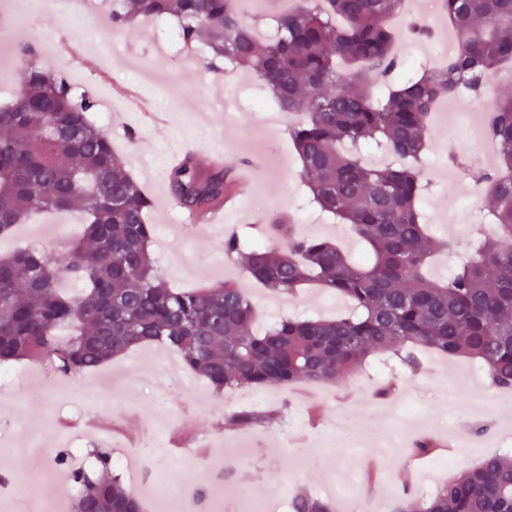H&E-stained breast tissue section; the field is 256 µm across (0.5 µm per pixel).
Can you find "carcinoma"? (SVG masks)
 Segmentation results:
<instances>
[{
  "mask_svg": "<svg viewBox=\"0 0 512 512\" xmlns=\"http://www.w3.org/2000/svg\"><path fill=\"white\" fill-rule=\"evenodd\" d=\"M238 0H107L112 29L140 18L174 17L182 47L214 72L254 71L279 108L304 119L288 127L311 199L347 224L372 253L353 262L331 240L298 227L287 211L269 215L267 244L254 248L236 235L224 254L253 282L291 295L306 282L354 303L357 313L331 320L283 318L262 334L252 329L255 306L241 283L205 284L191 292L169 287L151 256L152 202L95 124L94 101L76 95L62 68L36 64L38 45H15L23 78L0 106V238L47 212L80 208L82 238L55 253L32 248L0 256V363L27 358L53 374L91 371L126 351L152 343L179 353L185 366L221 395L243 388L341 384L369 358L394 352L414 370L415 349L480 362L491 385L512 387V92L486 116L497 147L489 172L456 151L448 163L489 185L485 217L498 233L473 249L445 281L429 278L434 253L456 242L429 240L419 202L427 182L415 162L431 132L438 103L512 70V0H440V15L456 33L444 65L393 79L404 35L429 38L414 21L401 31L390 19L405 0H306L276 19L269 40ZM366 146L405 160L366 165ZM228 170H205L185 154L168 171L172 199L206 212L224 202ZM65 280L85 284L71 296ZM98 476L70 467L72 512H141L138 497L112 475V452L95 454ZM291 512H333L326 497L304 490ZM391 512H512V453L484 459L440 486L425 502L411 478Z\"/></svg>",
  "mask_w": 512,
  "mask_h": 512,
  "instance_id": "1",
  "label": "carcinoma"
}]
</instances>
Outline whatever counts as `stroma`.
<instances>
[{
  "instance_id": "1",
  "label": "stroma",
  "mask_w": 512,
  "mask_h": 512,
  "mask_svg": "<svg viewBox=\"0 0 512 512\" xmlns=\"http://www.w3.org/2000/svg\"><path fill=\"white\" fill-rule=\"evenodd\" d=\"M24 0H0V13L11 20L0 29V71L9 82L0 86V104L10 101L18 81L11 54L19 39L44 42L51 66L67 69L74 86L93 97L99 107L117 108L123 119L111 128L113 146L132 164V174L152 201L149 220L154 226L177 220L170 211L166 174L168 155L176 146H192L197 158L222 153L225 164L247 160L256 166L254 178L263 184V195H246L238 212L228 214L221 233L176 231L168 253L156 259L171 287L192 288L203 282L242 281L246 273L238 264L227 263L221 245L224 234L236 232L255 239L263 232L264 217L287 210L303 228L341 244L349 254L363 258L361 243L343 224L319 214L310 204L300 177V165L286 127L264 126L254 119L259 103L269 102L256 74L235 71L217 76L211 69L178 52L168 59L154 55L156 37L149 24L133 32H114L103 9L87 0H41L35 18H26ZM413 16L422 19L437 34L436 40H412L405 58L408 69L423 57H433L438 45L456 35L442 17L427 6L410 5ZM154 69L148 83V108L161 114V123L140 122L136 112L113 94L116 84L139 82L137 66ZM135 128L136 141L125 138L126 128ZM471 136L467 121L455 101L440 104L432 120V134L424 156L430 187L421 199L430 235L451 236L449 211L470 207L479 236L481 213L478 201H467L452 181L446 154L467 149ZM84 221L81 211L66 216L44 215L18 225L13 235L0 240V252L11 253L23 245L62 251L77 235ZM333 295L309 286L293 296L292 307L281 309L275 296L255 289L254 302L260 315L255 330H263L286 316L331 318L339 314ZM470 360L424 353L416 372L390 370L379 378L357 371L344 384L242 389L234 405L214 399L210 386L190 377L185 387H170L163 368L150 351L141 347L101 367L73 375L46 376L41 365L28 360L13 364L10 383L0 386V438L15 449L1 463L11 475L16 501L27 498L36 470L17 449L41 434L44 441L57 440L58 426L68 406L80 395L97 387L111 388V400L102 403L99 415L111 416L127 433L118 442L133 455L149 459L153 476L170 484L195 483L204 479L208 467L192 449L208 440L213 459L231 447L242 448L246 461L236 475L243 490L273 500L303 489L327 495L336 481H343L347 499H334L336 512H362L366 497L363 462L374 457L376 438L395 433L400 442L382 464V476L374 494L380 512H391L402 494V472L414 464L416 476L437 473L447 480L481 461L484 436L475 432L489 423L490 433L512 431V391H497L486 379H477V397L453 407L446 404L442 389L451 376L465 374ZM264 415L262 423L229 427L224 418L231 410ZM423 438L452 442L451 450L410 458L409 450Z\"/></svg>"
}]
</instances>
